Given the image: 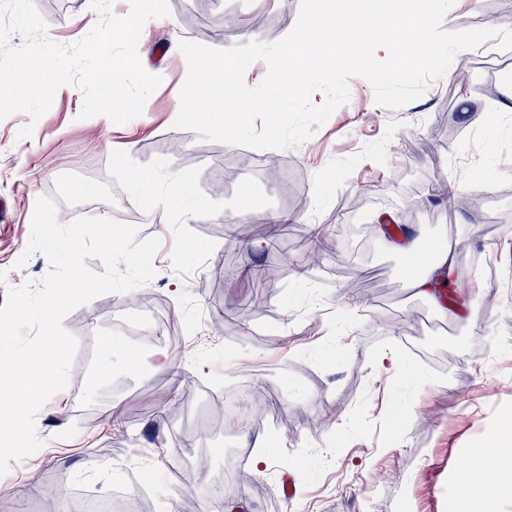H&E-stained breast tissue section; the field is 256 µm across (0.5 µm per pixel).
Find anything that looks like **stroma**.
I'll return each instance as SVG.
<instances>
[{"instance_id": "obj_1", "label": "stroma", "mask_w": 512, "mask_h": 512, "mask_svg": "<svg viewBox=\"0 0 512 512\" xmlns=\"http://www.w3.org/2000/svg\"><path fill=\"white\" fill-rule=\"evenodd\" d=\"M52 40L82 39L97 21L91 0H34ZM171 14L149 20L140 40L144 68L162 83L140 116L99 125L81 118V90L58 88L50 110L31 123L0 120V199L14 203L0 223V304L9 289L40 281L50 264L34 254L16 268L40 197H56V177L111 182L109 206L93 210L157 237L155 278L130 293H106L69 312L65 329L86 358L74 359L67 387L36 417L43 447L0 476V512H57L38 487L66 492L68 512L84 494L102 497L125 475L140 512H457L472 491H496L493 512H512V441L498 437L512 412V112L479 93L492 82L512 92V50L493 44L456 55L455 66L418 99L380 106L368 81H349L350 98L299 146L265 151L201 139L171 116L186 81L180 42L216 49L263 42L295 26L300 0H168ZM465 31L512 30V0H456ZM235 21L225 29V17ZM33 125L30 137L19 130ZM186 179L191 208L135 205L129 168ZM295 193L283 196L280 175ZM463 182L479 207H450L443 189ZM257 224L263 249L235 238L238 218ZM418 226L424 250L456 247L450 315L407 285L402 255L379 239L384 218ZM328 229L313 248L315 226ZM279 266V280H254V266ZM151 307L153 344L130 367L112 356L98 381L106 338L118 320ZM395 352L409 372L376 368ZM239 394L269 406L248 426L226 427L218 401ZM119 401L109 423L104 410ZM197 416L184 424L187 409ZM262 444H255V433ZM249 449L231 486L211 484L224 446ZM195 465L169 481L180 457ZM268 464L256 468V456ZM296 478L284 499L282 472Z\"/></svg>"}]
</instances>
